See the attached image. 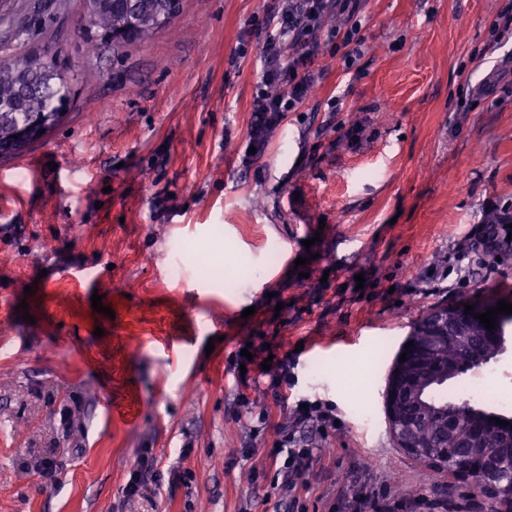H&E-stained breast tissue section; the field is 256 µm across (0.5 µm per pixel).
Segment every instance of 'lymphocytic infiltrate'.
Returning a JSON list of instances; mask_svg holds the SVG:
<instances>
[{
	"instance_id": "lymphocytic-infiltrate-1",
	"label": "lymphocytic infiltrate",
	"mask_w": 512,
	"mask_h": 512,
	"mask_svg": "<svg viewBox=\"0 0 512 512\" xmlns=\"http://www.w3.org/2000/svg\"><path fill=\"white\" fill-rule=\"evenodd\" d=\"M363 0H283L275 15L265 18L261 54L264 69L261 85L252 101L250 143L263 148L270 133L287 112L302 105L320 72L315 63L322 41L343 50L347 65L361 55L363 40L360 12ZM512 234V207L486 213L479 228L458 250L467 265H449L460 281H467L484 264L486 255L507 247ZM276 435L266 458L274 470L272 488L290 512H301L309 486L306 472L323 456V440L336 432L335 417L314 403L294 405L285 419H275L261 408L252 435L266 430Z\"/></svg>"
}]
</instances>
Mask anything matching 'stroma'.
<instances>
[{"instance_id":"1","label":"stroma","mask_w":512,"mask_h":512,"mask_svg":"<svg viewBox=\"0 0 512 512\" xmlns=\"http://www.w3.org/2000/svg\"><path fill=\"white\" fill-rule=\"evenodd\" d=\"M277 7L183 0L151 39L87 59L81 0H0V55L47 46L71 76L65 117L0 157L16 213L0 229V512H282L257 474L274 433L241 454L246 347L296 361L286 401L259 404L305 398L341 424L312 493L371 489L374 472L391 512H493L397 446L383 392L429 310L512 303V249L467 283L439 275L490 206L512 205V35L492 34L512 0H366L362 56L322 45V79L253 155L254 24ZM478 375L512 389V338L455 396ZM146 450L157 485L125 499Z\"/></svg>"}]
</instances>
